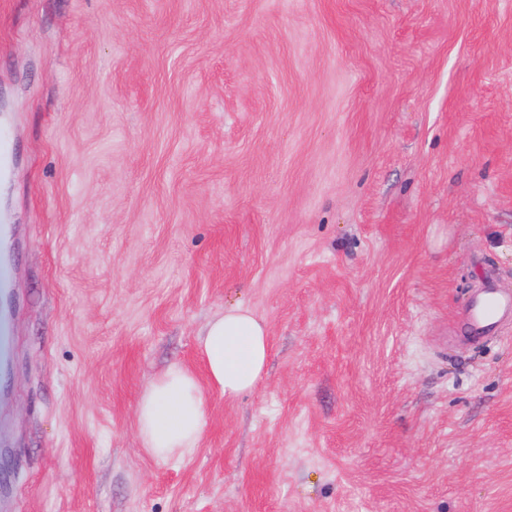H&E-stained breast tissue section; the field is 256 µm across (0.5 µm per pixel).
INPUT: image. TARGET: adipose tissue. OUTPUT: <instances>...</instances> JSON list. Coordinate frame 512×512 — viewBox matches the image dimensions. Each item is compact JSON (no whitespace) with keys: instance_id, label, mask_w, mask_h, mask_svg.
I'll return each instance as SVG.
<instances>
[{"instance_id":"adipose-tissue-1","label":"adipose tissue","mask_w":512,"mask_h":512,"mask_svg":"<svg viewBox=\"0 0 512 512\" xmlns=\"http://www.w3.org/2000/svg\"><path fill=\"white\" fill-rule=\"evenodd\" d=\"M212 388L232 400L255 390L269 359L267 329L245 305L226 309L197 338ZM138 431L145 448L163 459H178L197 447L205 420V398L194 374L174 364L141 395Z\"/></svg>"}]
</instances>
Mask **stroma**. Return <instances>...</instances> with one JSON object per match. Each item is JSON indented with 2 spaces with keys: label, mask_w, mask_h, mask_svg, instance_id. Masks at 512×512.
I'll return each mask as SVG.
<instances>
[{
  "label": "stroma",
  "mask_w": 512,
  "mask_h": 512,
  "mask_svg": "<svg viewBox=\"0 0 512 512\" xmlns=\"http://www.w3.org/2000/svg\"><path fill=\"white\" fill-rule=\"evenodd\" d=\"M8 512H512V0H0ZM246 304L261 387L196 339ZM174 363L198 447L146 452ZM505 313L512 315V294H503L488 281L473 297L465 310V319L471 334L485 337L496 334L498 323ZM210 386L224 400L255 390L261 383L269 359L267 329L245 305L224 310L197 337ZM138 431L145 448L163 459H179L197 448L205 420V398L194 374L172 364L141 395Z\"/></svg>",
  "instance_id": "stroma-1"
}]
</instances>
